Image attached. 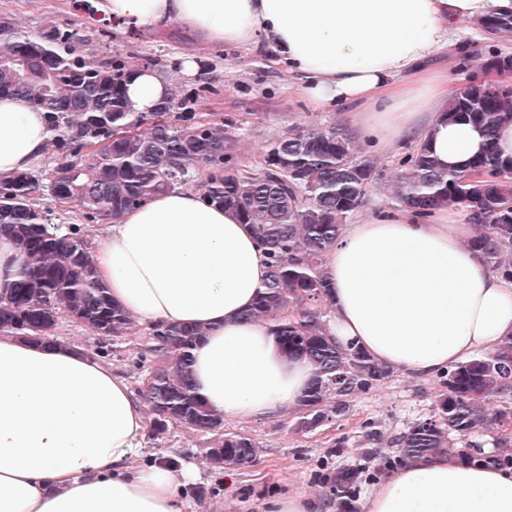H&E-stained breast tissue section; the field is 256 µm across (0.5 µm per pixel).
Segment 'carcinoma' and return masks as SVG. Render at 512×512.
Listing matches in <instances>:
<instances>
[{
    "instance_id": "cac0c4a2",
    "label": "carcinoma",
    "mask_w": 512,
    "mask_h": 512,
    "mask_svg": "<svg viewBox=\"0 0 512 512\" xmlns=\"http://www.w3.org/2000/svg\"><path fill=\"white\" fill-rule=\"evenodd\" d=\"M86 35L46 24L35 36L0 15V96H20L48 113L51 145L59 162L45 182L31 172L0 179V232L17 245L21 267L0 293V327L40 340L54 338L59 311L103 337L125 336L132 320L112 302L96 276L81 228L65 230L37 206L48 193L101 221L114 220L156 195L195 181L206 172L202 198L231 206L249 226L268 258L265 290L248 318L285 312L275 332L288 358L308 360L313 380L295 406L294 429L311 432L345 415L349 399L394 376L393 369L363 351L339 344L326 327L329 284L326 254L344 225L364 207L378 180L359 135L339 123L299 124L273 138L261 161L241 164L237 122L230 115L196 118L176 89L149 114L128 109L124 83L142 58L96 59L83 53ZM448 120L466 119L484 133L483 150L462 171L444 170L426 145L399 163L387 190L401 206L424 214L461 207L477 225L476 243L489 264L512 279V160L497 154L494 133L512 121V90L489 92L469 85L448 99ZM154 357L146 401L151 431L182 426L214 439L203 449L214 470L247 466L260 452L250 436L224 429L192 393L191 351L200 328L157 323L149 328ZM512 397V337L439 376L431 414L379 448L383 433L368 423L362 441L365 463L327 467L321 484L348 512L359 486L404 462L454 451L469 464L512 467V438H499L485 454L471 438L512 412H492L490 400Z\"/></svg>"
}]
</instances>
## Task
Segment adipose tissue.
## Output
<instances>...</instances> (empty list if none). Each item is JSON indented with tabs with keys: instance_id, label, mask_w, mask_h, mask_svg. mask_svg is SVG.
Listing matches in <instances>:
<instances>
[{
	"instance_id": "ef3b65f1",
	"label": "adipose tissue",
	"mask_w": 512,
	"mask_h": 512,
	"mask_svg": "<svg viewBox=\"0 0 512 512\" xmlns=\"http://www.w3.org/2000/svg\"><path fill=\"white\" fill-rule=\"evenodd\" d=\"M101 17L139 27L188 25L216 46L265 39L314 107H357L380 144L422 139L442 168L462 170L485 143L448 121V78L427 68L512 0H95ZM131 111L150 112L170 86L155 71L126 83ZM48 117L0 98V178L41 167ZM471 227L440 207L380 209L345 233L325 271L329 329L397 371L421 378L512 335V280L469 244ZM112 301L142 324L204 328L192 355L193 392L228 420L293 407L313 368L286 358L271 319L246 318L268 274L233 208L178 187L126 210L89 248ZM145 421L127 380L62 340L0 329V512H186L191 468L162 458L135 465ZM356 512H512V469L448 455L418 458L359 496Z\"/></svg>"
}]
</instances>
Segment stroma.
Listing matches in <instances>:
<instances>
[{
  "label": "stroma",
  "mask_w": 512,
  "mask_h": 512,
  "mask_svg": "<svg viewBox=\"0 0 512 512\" xmlns=\"http://www.w3.org/2000/svg\"><path fill=\"white\" fill-rule=\"evenodd\" d=\"M1 13L10 14L32 35L48 22L63 29H85L88 40L83 50L89 55L106 58L133 54L157 60V73L173 83L180 94L194 98L197 117L235 116L241 156L247 162L259 159L269 139L292 125L357 122L352 106L334 105L320 110L304 100L297 90L298 77L262 40L245 48L221 49L179 23L143 28L134 34L120 25L116 28L117 39H105L98 33L101 17L78 10L74 0H0ZM464 32L461 46L441 51L428 62L429 68L447 73L448 91L452 94L483 78V60L498 52L512 55V42L483 39L471 25L465 26ZM188 57L195 61V68L189 73L183 70V61ZM362 145L377 157L381 177L369 193L366 208L372 211L392 206L383 182L416 143L411 140L381 147L366 139ZM55 335L110 364L113 371L129 380L135 396L143 395L152 367L146 326L137 325L128 336L104 338L62 313ZM438 389L437 379L394 374L377 389L354 398L346 415L310 434L294 432L293 418L285 413L254 421L226 422V429L252 436L261 447L253 463L227 476L212 472L201 456L207 435L184 427H171L160 435L145 434L136 463L143 466L164 456L178 466L193 465L197 478L186 489L188 512H261L265 501L289 492L322 493L317 473L327 463L358 462L363 450L361 431L366 423H377L385 440H392L416 419L430 415ZM341 437L347 444L340 454L336 441Z\"/></svg>",
  "instance_id": "obj_1"
}]
</instances>
